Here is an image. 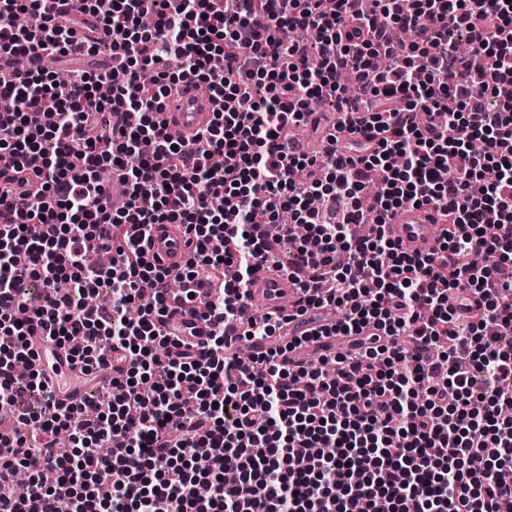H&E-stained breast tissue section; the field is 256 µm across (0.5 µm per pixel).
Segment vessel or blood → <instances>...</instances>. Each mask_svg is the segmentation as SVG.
<instances>
[{"instance_id":"vessel-or-blood-1","label":"vessel or blood","mask_w":512,"mask_h":512,"mask_svg":"<svg viewBox=\"0 0 512 512\" xmlns=\"http://www.w3.org/2000/svg\"><path fill=\"white\" fill-rule=\"evenodd\" d=\"M217 109L218 104L209 92L193 83H181L167 95L161 117L169 127L178 129L183 138L190 140L210 126ZM443 222V217L434 208L407 206L391 213L384 229L404 250L427 252L436 244L430 233L431 227ZM144 249L148 261L167 267L182 265L190 252L182 228L177 224L153 225ZM297 298L293 281L273 267L260 266L251 278L248 303L257 307L259 314L279 313L285 301ZM309 324V317H300L283 324L277 335L248 344L235 341L230 348L234 351L245 348L252 353L264 350L280 344L282 338L294 335ZM35 351V368L51 385L58 403L66 405L86 397V386L71 381L80 369L69 360L65 350L50 346L40 338L36 341Z\"/></svg>"}]
</instances>
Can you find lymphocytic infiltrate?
Listing matches in <instances>:
<instances>
[{
	"instance_id": "f902f5d3",
	"label": "lymphocytic infiltrate",
	"mask_w": 512,
	"mask_h": 512,
	"mask_svg": "<svg viewBox=\"0 0 512 512\" xmlns=\"http://www.w3.org/2000/svg\"><path fill=\"white\" fill-rule=\"evenodd\" d=\"M112 35L126 75L44 69L95 54L41 0H0V414L23 426L0 461V512H512V0H79ZM155 19L150 28L142 15ZM413 39L392 40L393 27ZM318 35L309 47L305 32ZM189 80L224 99L199 145L160 119ZM369 115L347 143L314 121L325 101ZM122 109L103 139L93 131ZM312 118L321 155L287 151ZM41 188L30 192L24 173ZM124 188L121 208L113 184ZM432 206L452 229L411 254L383 226ZM306 229L288 266L298 314L332 308L314 331L346 354L289 367L286 347L251 362L227 332L275 335L266 315L239 331L250 278L273 261L282 211ZM185 226L179 270L148 262L141 233ZM475 251L499 257L474 266ZM105 253V266L90 264ZM212 270L214 294L193 284ZM480 293L470 315L448 295ZM219 321L188 343L175 309ZM93 374L89 405L52 403L29 337ZM30 483L18 494L14 478Z\"/></svg>"
}]
</instances>
